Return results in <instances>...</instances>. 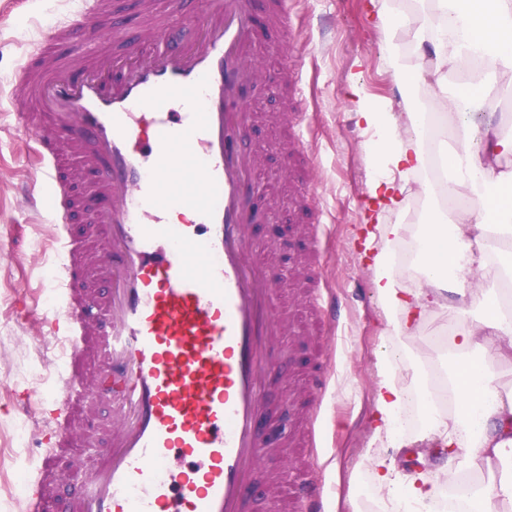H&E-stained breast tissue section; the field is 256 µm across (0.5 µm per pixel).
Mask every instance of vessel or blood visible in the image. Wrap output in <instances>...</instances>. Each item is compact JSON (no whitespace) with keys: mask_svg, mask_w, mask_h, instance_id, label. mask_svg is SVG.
I'll list each match as a JSON object with an SVG mask.
<instances>
[{"mask_svg":"<svg viewBox=\"0 0 512 512\" xmlns=\"http://www.w3.org/2000/svg\"><path fill=\"white\" fill-rule=\"evenodd\" d=\"M261 6L288 37V0H198L196 14L180 18L197 30L189 42L158 19L170 0H143L134 42L113 24L104 36L119 51L89 42L79 70L43 56L37 78L21 85L43 105L14 115L15 131L33 135L29 159L40 175L26 203L48 211L59 243L61 310L44 321L66 338L62 364L50 369L54 396L42 403L47 452L21 512H47L59 484L51 456L71 445L67 417L97 393L92 362L112 380L110 447L92 464L75 461L73 512H252L259 467L276 475L293 463L286 448L258 437L270 423L266 349L281 309L271 249L250 234L259 172L240 133L256 119L257 87L289 97L281 151L301 142L307 114L297 71L250 64ZM109 12L108 0H77L45 37L75 40L83 18ZM66 151L78 160L70 176ZM72 177L86 179L103 207L74 197ZM179 208L197 223H169ZM175 456L183 467L171 466ZM292 489L295 502L321 512L322 488Z\"/></svg>","mask_w":512,"mask_h":512,"instance_id":"vessel-or-blood-1","label":"vessel or blood"}]
</instances>
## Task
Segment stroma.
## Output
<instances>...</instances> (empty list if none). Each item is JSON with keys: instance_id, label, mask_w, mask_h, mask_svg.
<instances>
[{"instance_id": "35a3bbf8", "label": "stroma", "mask_w": 512, "mask_h": 512, "mask_svg": "<svg viewBox=\"0 0 512 512\" xmlns=\"http://www.w3.org/2000/svg\"><path fill=\"white\" fill-rule=\"evenodd\" d=\"M70 7V0H0V512H17L25 478L22 469L37 450L36 431L43 421L37 413L16 417L19 388L33 400L52 393L47 366L64 357V344L53 338L42 316L53 306L55 250L53 229L45 213L29 211L21 194L36 177L26 166L25 136L11 126L12 73L42 32ZM295 33L290 45L277 48L280 64L299 70L300 92L309 114L305 152L310 158L312 195L306 217L321 216L324 295L335 301L337 320L317 326L300 297L299 278L280 283L277 294L295 327L281 336L279 380L270 381L266 399L280 417L279 435L290 448H306L309 429L298 426V407L283 399L298 393L311 399L321 426L323 448L311 453L301 481L325 486L326 512H347L349 486L363 485L357 498L360 512H375L378 499L368 488L370 471L361 459L369 434L372 385L377 375L376 350L385 318L372 288V271L353 237L368 201L373 171L365 160L369 136L351 117L354 102L347 87L355 82L377 102L391 101L400 111L403 96L426 100L420 85L399 88L394 71L381 50L371 0H294ZM256 112L263 120L248 131V147L263 155L264 178L275 187L279 220L288 224L291 265L305 259L294 214L298 194L282 175L286 165L277 142L278 129L265 115L281 111L279 95H260ZM29 310L28 322L18 315ZM330 365L325 391L309 381L316 364Z\"/></svg>"}]
</instances>
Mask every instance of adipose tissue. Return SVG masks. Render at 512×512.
<instances>
[{"instance_id":"1","label":"adipose tissue","mask_w":512,"mask_h":512,"mask_svg":"<svg viewBox=\"0 0 512 512\" xmlns=\"http://www.w3.org/2000/svg\"><path fill=\"white\" fill-rule=\"evenodd\" d=\"M376 25L398 78L432 90L425 105L405 100L409 126L394 113L352 88L357 124L371 136L366 160L375 175L366 204L368 222L360 228L365 250L373 257V287L386 314L384 339L376 352L380 366L372 386L371 438L363 460L384 506L403 501L432 512L466 469L487 471L490 482L476 488L466 512H512V388L500 384L495 366L512 363V302L503 298L512 285V132L500 124L473 130L467 116L484 105L505 78H512V0H417L407 16L376 8ZM480 62L471 90L449 92L448 78L464 60ZM442 117L453 140L423 142L428 117ZM451 173L449 197L466 199L465 207L429 212L415 236L408 272L394 263L397 244L409 227L385 224L383 212L401 209L414 191L430 193L424 173L431 157ZM447 316L452 336L448 357L454 413L427 412L422 439L445 456L441 472L401 474L381 449L399 441L394 429L410 400L426 401L419 369L409 368L411 344L430 314Z\"/></svg>"}]
</instances>
